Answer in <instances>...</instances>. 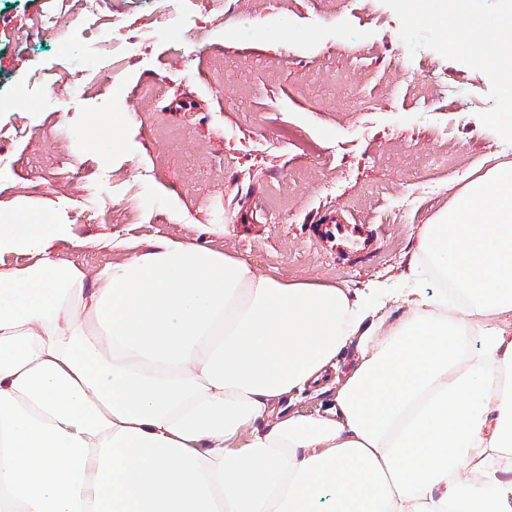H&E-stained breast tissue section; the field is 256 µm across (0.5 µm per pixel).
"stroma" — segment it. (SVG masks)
<instances>
[{"label": "stroma", "instance_id": "1", "mask_svg": "<svg viewBox=\"0 0 512 512\" xmlns=\"http://www.w3.org/2000/svg\"><path fill=\"white\" fill-rule=\"evenodd\" d=\"M181 0L173 39L152 0H0V210L70 228L55 259L87 276L181 238L258 273L360 293L419 287L416 233L463 185L512 161L499 71L448 50V0ZM127 40L94 66L88 36ZM95 75H88V68ZM88 83L73 109L58 100ZM373 245L336 254L322 215Z\"/></svg>", "mask_w": 512, "mask_h": 512}]
</instances>
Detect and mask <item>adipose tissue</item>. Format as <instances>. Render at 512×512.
Here are the masks:
<instances>
[{"label":"adipose tissue","instance_id":"adipose-tissue-1","mask_svg":"<svg viewBox=\"0 0 512 512\" xmlns=\"http://www.w3.org/2000/svg\"><path fill=\"white\" fill-rule=\"evenodd\" d=\"M67 235L0 211L38 257L0 272V512H512V163L420 226L396 312L181 239L89 291Z\"/></svg>","mask_w":512,"mask_h":512}]
</instances>
